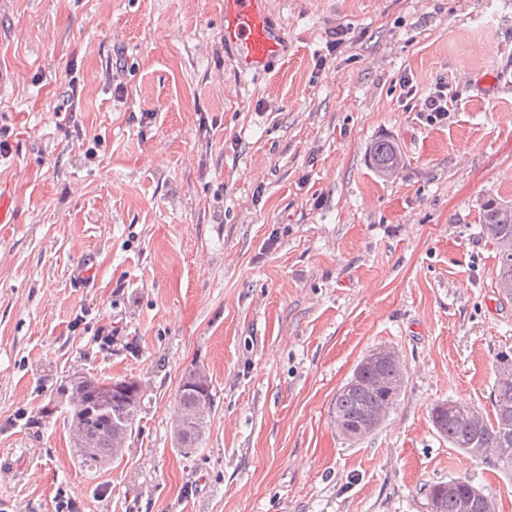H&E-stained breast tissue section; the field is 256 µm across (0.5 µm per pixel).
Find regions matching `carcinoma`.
<instances>
[{
  "instance_id": "1",
  "label": "carcinoma",
  "mask_w": 512,
  "mask_h": 512,
  "mask_svg": "<svg viewBox=\"0 0 512 512\" xmlns=\"http://www.w3.org/2000/svg\"><path fill=\"white\" fill-rule=\"evenodd\" d=\"M370 154L378 173L389 175L402 166V158L389 142L377 141L370 148ZM482 231L496 245L499 253L497 280L512 279V207L490 203L485 209ZM371 384L358 389L342 391L336 397L335 414L347 423L358 426L363 412L369 405L391 409L396 404L399 393L397 383L401 372L387 363H381L369 372ZM144 391L136 380H120L113 384L112 398L103 406L92 402L86 419L93 452L81 457V463L96 467L110 457L113 440L117 432L131 435ZM491 401L495 418L483 419L480 427H474L464 420L453 408L440 405L433 409L432 421L437 431L448 439V443L468 452L470 448H499L504 443H512V379L495 382ZM213 404V384L203 366L196 365L185 371L176 395V418L183 422L181 435L176 438L178 447L189 453L204 432L207 416L200 413L202 403ZM469 481L459 480L452 494L441 492V484L429 490L433 512H464L463 500Z\"/></svg>"
}]
</instances>
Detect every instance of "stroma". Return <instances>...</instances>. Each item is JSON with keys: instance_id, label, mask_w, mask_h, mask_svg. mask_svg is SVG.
Listing matches in <instances>:
<instances>
[{"instance_id": "stroma-1", "label": "stroma", "mask_w": 512, "mask_h": 512, "mask_svg": "<svg viewBox=\"0 0 512 512\" xmlns=\"http://www.w3.org/2000/svg\"><path fill=\"white\" fill-rule=\"evenodd\" d=\"M288 40L257 75L221 42L224 0H9L0 12V512H430L466 477L512 512V474L453 448L433 407L493 416L512 296L482 233L512 205V0H266ZM354 42L328 55V33ZM324 65H317V58ZM416 97H458L428 124ZM123 92H116V85ZM73 100L59 126L54 108ZM379 140L404 165L379 175ZM403 363L365 439L331 425L369 354ZM215 402L173 442L184 372ZM81 374L144 387L112 464L82 466ZM202 378H205L204 382L201 381ZM214 397L212 380L205 367L196 365L185 371L175 400L176 418L184 424L183 431L176 441L184 453L187 454L197 447L206 427L207 418L211 414ZM206 401L210 406V412L202 415L199 407ZM180 421L175 424L177 428Z\"/></svg>"}]
</instances>
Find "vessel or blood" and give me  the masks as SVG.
Returning <instances> with one entry per match:
<instances>
[{
  "label": "vessel or blood",
  "instance_id": "b4317fda",
  "mask_svg": "<svg viewBox=\"0 0 512 512\" xmlns=\"http://www.w3.org/2000/svg\"><path fill=\"white\" fill-rule=\"evenodd\" d=\"M264 0H224L225 46L232 52L238 72L259 70L285 48L281 33L266 22Z\"/></svg>",
  "mask_w": 512,
  "mask_h": 512
}]
</instances>
